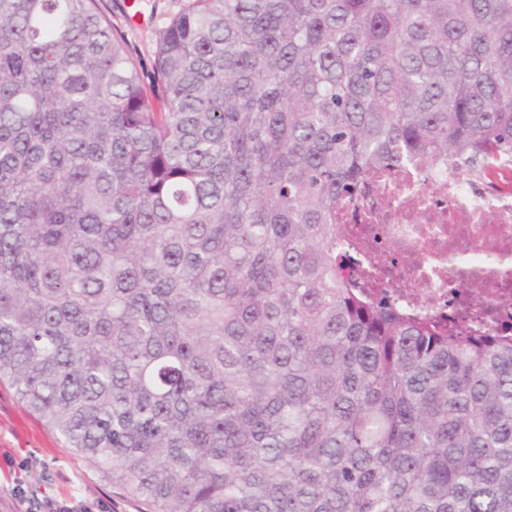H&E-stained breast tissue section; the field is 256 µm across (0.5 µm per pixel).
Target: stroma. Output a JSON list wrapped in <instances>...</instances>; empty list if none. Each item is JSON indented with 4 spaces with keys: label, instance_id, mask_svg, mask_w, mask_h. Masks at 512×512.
Masks as SVG:
<instances>
[{
    "label": "stroma",
    "instance_id": "35a3bbf8",
    "mask_svg": "<svg viewBox=\"0 0 512 512\" xmlns=\"http://www.w3.org/2000/svg\"><path fill=\"white\" fill-rule=\"evenodd\" d=\"M101 0L113 25L123 32L144 76H152L157 40L171 18L192 0ZM82 501L93 512H148L145 503L112 487L82 455L66 448L18 398L0 383V512H33L45 501Z\"/></svg>",
    "mask_w": 512,
    "mask_h": 512
}]
</instances>
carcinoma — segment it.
<instances>
[{
	"label": "carcinoma",
	"mask_w": 512,
	"mask_h": 512,
	"mask_svg": "<svg viewBox=\"0 0 512 512\" xmlns=\"http://www.w3.org/2000/svg\"><path fill=\"white\" fill-rule=\"evenodd\" d=\"M0 0V381L151 512H512V342L347 286L377 169L512 167V0ZM124 1L134 2V5L125 9ZM191 3L192 0H101L102 9L115 28L123 32L133 55L138 58L146 82L153 74L160 31Z\"/></svg>",
	"instance_id": "cac0c4a2"
}]
</instances>
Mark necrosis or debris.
Wrapping results in <instances>:
<instances>
[{
    "label": "necrosis or debris",
    "mask_w": 512,
    "mask_h": 512,
    "mask_svg": "<svg viewBox=\"0 0 512 512\" xmlns=\"http://www.w3.org/2000/svg\"><path fill=\"white\" fill-rule=\"evenodd\" d=\"M337 241L364 285L457 332L512 335V189L441 157L369 176Z\"/></svg>",
    "instance_id": "obj_1"
}]
</instances>
